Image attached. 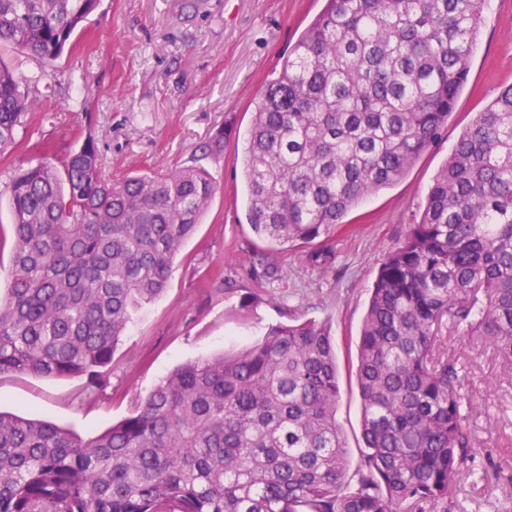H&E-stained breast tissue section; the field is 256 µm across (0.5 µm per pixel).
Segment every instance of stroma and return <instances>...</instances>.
I'll list each match as a JSON object with an SVG mask.
<instances>
[{
  "label": "stroma",
  "mask_w": 512,
  "mask_h": 512,
  "mask_svg": "<svg viewBox=\"0 0 512 512\" xmlns=\"http://www.w3.org/2000/svg\"><path fill=\"white\" fill-rule=\"evenodd\" d=\"M324 6V0H100L53 66L0 50L24 80L34 109L22 113L20 145L0 157V224L12 222L8 184L56 153L92 139L112 177L165 172L187 163L220 127L233 134L205 167L219 187L175 263L164 293L132 311L103 389L81 378L0 376V411L48 419L88 438L129 416L170 370L260 339L268 325L328 322L336 346V420L358 458L361 399L356 343L370 290L386 256L405 238L454 143L512 85V0H486L467 82L441 140L394 186L369 197L328 239L276 248L246 222L236 175L237 136L253 100ZM276 261V279L264 266ZM441 356L467 378L466 427L486 483L462 474L447 506L421 512H512V364L464 337L453 321Z\"/></svg>",
  "instance_id": "obj_1"
}]
</instances>
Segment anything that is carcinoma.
<instances>
[{
	"mask_svg": "<svg viewBox=\"0 0 512 512\" xmlns=\"http://www.w3.org/2000/svg\"><path fill=\"white\" fill-rule=\"evenodd\" d=\"M99 0H0V46L51 64ZM484 0H326L255 101L241 147L246 221L270 244L328 238L400 181L448 125ZM0 63V154L32 102ZM114 181L90 139L19 168L0 294V376L105 368L131 311L167 288L217 185L199 161ZM512 361V87L459 136L419 221L381 264L357 349L360 457L336 421L325 323L267 327L168 372L82 438L0 412V512H405L448 501L472 459L470 404L434 345L445 318Z\"/></svg>",
	"mask_w": 512,
	"mask_h": 512,
	"instance_id": "cac0c4a2",
	"label": "carcinoma"
}]
</instances>
